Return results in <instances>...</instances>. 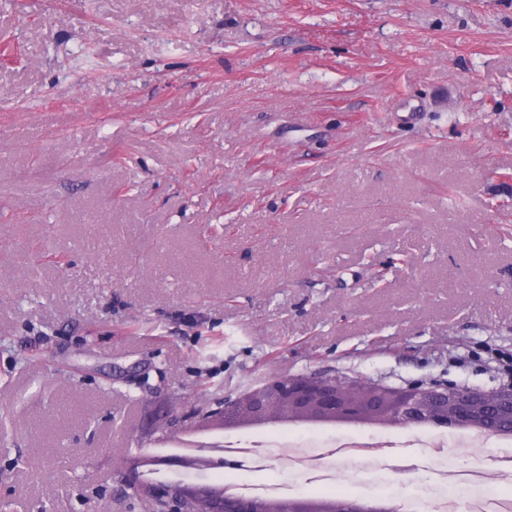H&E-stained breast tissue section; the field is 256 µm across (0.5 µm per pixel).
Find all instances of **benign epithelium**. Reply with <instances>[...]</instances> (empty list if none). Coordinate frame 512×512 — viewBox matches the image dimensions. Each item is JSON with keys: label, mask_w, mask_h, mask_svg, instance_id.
Wrapping results in <instances>:
<instances>
[{"label": "benign epithelium", "mask_w": 512, "mask_h": 512, "mask_svg": "<svg viewBox=\"0 0 512 512\" xmlns=\"http://www.w3.org/2000/svg\"><path fill=\"white\" fill-rule=\"evenodd\" d=\"M308 412L319 420L357 424L372 416L397 427L442 432L474 424L483 434L498 435L512 431V389L504 392L425 383L394 389L368 378L297 375L270 379L257 390L201 413L199 420L219 417L228 429L244 420L276 425L286 413ZM122 480L125 487L151 500L153 512H396L395 507L384 503L347 498L328 501L323 509L316 500L285 499L272 511L260 498L216 496L207 484L145 481L134 464L126 468Z\"/></svg>", "instance_id": "1"}]
</instances>
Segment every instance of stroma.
Returning a JSON list of instances; mask_svg holds the SVG:
<instances>
[{"mask_svg": "<svg viewBox=\"0 0 512 512\" xmlns=\"http://www.w3.org/2000/svg\"><path fill=\"white\" fill-rule=\"evenodd\" d=\"M489 345L512 0H0V512H151L203 403Z\"/></svg>", "mask_w": 512, "mask_h": 512, "instance_id": "stroma-1", "label": "stroma"}]
</instances>
